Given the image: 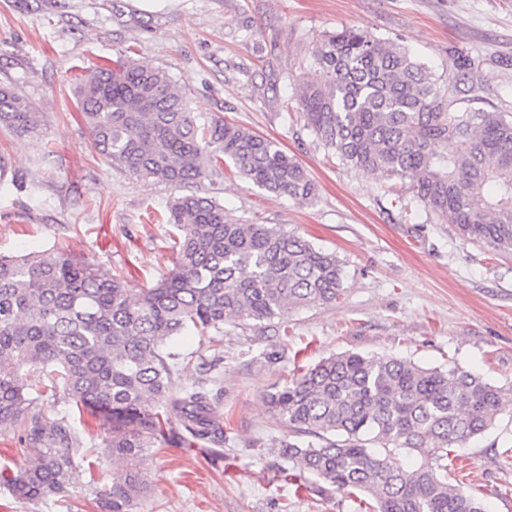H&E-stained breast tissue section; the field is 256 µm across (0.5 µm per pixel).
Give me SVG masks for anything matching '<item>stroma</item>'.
<instances>
[{
	"label": "stroma",
	"mask_w": 512,
	"mask_h": 512,
	"mask_svg": "<svg viewBox=\"0 0 512 512\" xmlns=\"http://www.w3.org/2000/svg\"><path fill=\"white\" fill-rule=\"evenodd\" d=\"M346 27L394 41L458 85L453 111L512 115V0H0V85L42 114L32 134L0 127V256L65 249L134 289L172 269L177 229L163 216L181 188L110 167L76 109V77L129 56L184 86L198 118L279 140L318 185L310 201L277 196L228 162L202 192L233 218L281 225L344 264L336 303L230 323L213 341L180 338L181 387L224 352L212 408L226 441L185 447L179 414L164 407L169 434L139 461L147 490L132 512H356L319 480L302 489L282 480L275 442L286 430L266 402L298 368L333 354L455 362L512 387V253L464 241L425 209L402 214L391 201L407 180L342 165L305 124L296 79H318L313 48ZM31 409L68 420L92 454L50 500H20L0 485V512H103L102 494L126 461L105 452L102 419L60 396L34 397ZM465 455L449 479L472 468L487 512H512L511 406Z\"/></svg>",
	"instance_id": "35a3bbf8"
}]
</instances>
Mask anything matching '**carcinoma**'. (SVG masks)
Segmentation results:
<instances>
[{"label": "carcinoma", "instance_id": "cac0c4a2", "mask_svg": "<svg viewBox=\"0 0 512 512\" xmlns=\"http://www.w3.org/2000/svg\"><path fill=\"white\" fill-rule=\"evenodd\" d=\"M320 80L301 76L306 126L342 164L407 179L394 198L423 207L468 242L512 252V117L450 111L449 86L404 48L345 28L312 52ZM94 149L131 176L171 186L201 183L233 162L251 185L302 201L316 197L307 170L271 138L189 111L176 80L134 58L89 70L76 90ZM41 113L0 86V126L36 131ZM167 223L180 235L173 268L135 291L60 250L0 257V430L18 433L23 463L0 484L25 500L67 492L79 436L71 424L30 414L26 371L45 372L40 392L63 394L98 414L104 448L129 467L112 475L108 512H131L144 483L140 453L168 434L155 411L174 385L164 348L177 336L219 333L233 320L265 321L286 307L336 302L344 271L333 252L276 224H246L198 193L173 198ZM512 389L457 364L424 368L392 355L346 352L321 359L268 394L287 429L277 442L290 483L315 477L370 497L358 512H486L466 483L448 481V449L494 427ZM191 439L224 442L211 390L183 389L176 402ZM423 462L404 466L400 452Z\"/></svg>", "mask_w": 512, "mask_h": 512}]
</instances>
